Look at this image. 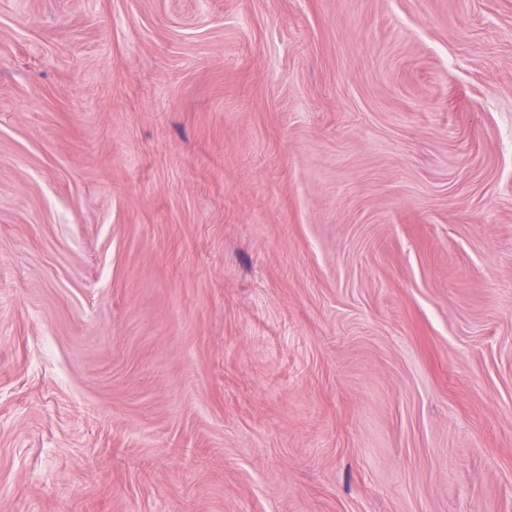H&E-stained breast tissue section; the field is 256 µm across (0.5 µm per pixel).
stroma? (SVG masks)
I'll return each mask as SVG.
<instances>
[{"label": "stroma", "instance_id": "1", "mask_svg": "<svg viewBox=\"0 0 512 512\" xmlns=\"http://www.w3.org/2000/svg\"><path fill=\"white\" fill-rule=\"evenodd\" d=\"M0 512H512V0H0Z\"/></svg>", "mask_w": 512, "mask_h": 512}]
</instances>
